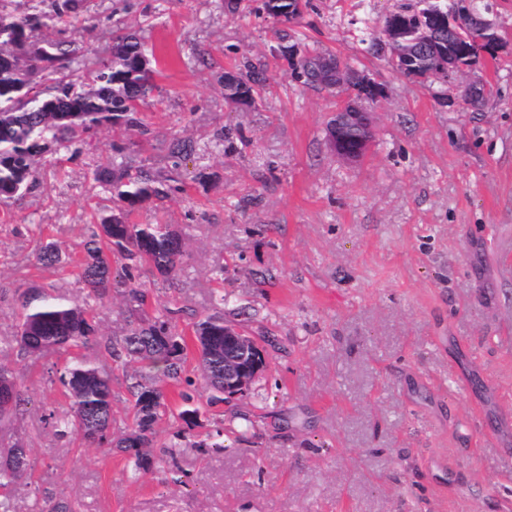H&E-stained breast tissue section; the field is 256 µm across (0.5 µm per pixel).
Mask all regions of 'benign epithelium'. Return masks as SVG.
Wrapping results in <instances>:
<instances>
[{"instance_id":"obj_1","label":"benign epithelium","mask_w":512,"mask_h":512,"mask_svg":"<svg viewBox=\"0 0 512 512\" xmlns=\"http://www.w3.org/2000/svg\"><path fill=\"white\" fill-rule=\"evenodd\" d=\"M404 46L396 50L392 45L385 49L392 52L395 63H413L417 58L438 52L439 45L448 43L453 51V62H446L415 80L433 78L448 83L453 76L476 68L479 61L496 54L501 43L494 24L477 15L461 14L451 9L444 11L432 7L417 16L414 24L404 27ZM323 86L344 94V111L333 113L327 135L336 154L348 161L364 158L372 140L370 112L367 105L385 96V89L369 75L356 68L347 70L342 62L328 71ZM224 355L234 357L236 366L224 374V395L229 398L247 392L261 371L259 356L263 355L259 342L240 332H229L224 337Z\"/></svg>"}]
</instances>
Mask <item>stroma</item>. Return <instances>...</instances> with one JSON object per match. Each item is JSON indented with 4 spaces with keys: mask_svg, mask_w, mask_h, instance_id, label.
Here are the masks:
<instances>
[{
    "mask_svg": "<svg viewBox=\"0 0 512 512\" xmlns=\"http://www.w3.org/2000/svg\"><path fill=\"white\" fill-rule=\"evenodd\" d=\"M402 2L312 0L284 28L230 14L224 0H83L77 24L46 31L89 61L144 30L159 74L142 107L150 133L131 140L145 156L191 141L187 170L215 174L132 215L186 236L177 284L141 277L149 306L178 309L173 326L187 335L222 299L227 325L271 344L250 392L202 409L185 431L176 473H136L116 449L55 436L43 417L66 406L57 372L70 355L18 358L17 314L36 285L78 294L74 262L110 204L93 171L122 136L105 128L45 154L36 186L0 204V363L31 399L0 427L30 450L16 512L44 497L76 512H512V0H487L503 47L456 76L452 105L360 42L362 20ZM285 31L386 87L362 161L326 139L339 97L298 84L272 54ZM239 51L266 70L254 109L224 101ZM476 77L495 93L472 107L460 96ZM46 241L69 262L40 265ZM123 309L118 295L100 306L88 351L112 372L118 428L135 369L105 344L124 334ZM240 413L246 435L205 447L215 418Z\"/></svg>",
    "mask_w": 512,
    "mask_h": 512,
    "instance_id": "1",
    "label": "stroma"
}]
</instances>
